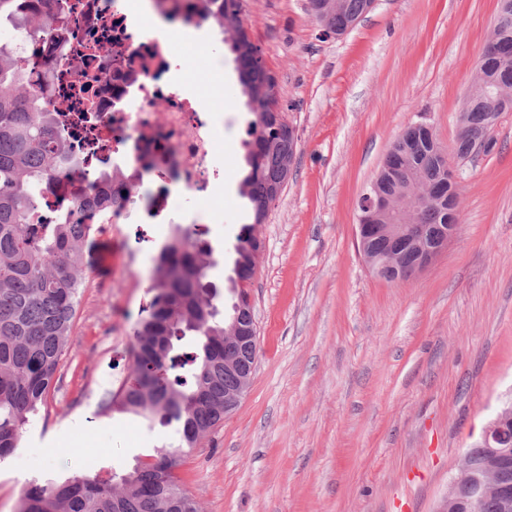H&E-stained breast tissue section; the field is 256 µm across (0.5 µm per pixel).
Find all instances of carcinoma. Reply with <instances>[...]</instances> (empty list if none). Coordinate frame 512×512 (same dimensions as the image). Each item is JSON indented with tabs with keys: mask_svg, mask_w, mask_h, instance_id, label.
<instances>
[{
	"mask_svg": "<svg viewBox=\"0 0 512 512\" xmlns=\"http://www.w3.org/2000/svg\"><path fill=\"white\" fill-rule=\"evenodd\" d=\"M56 17L65 15L59 0H0V23L6 22L30 42L51 39L48 2ZM221 3L214 22L232 32L228 46L234 54L238 79L252 118L244 146L248 173L240 195L248 200L247 222L241 225L236 254L239 279L251 281L255 271L249 255L262 249L255 227L263 223L277 200L274 190L288 183L297 137L281 123L278 99L261 96L274 76L259 48L241 28V0ZM370 0H339L336 11L314 12V20L338 33L368 13ZM496 38L486 43L471 93L465 98L453 155L464 160L474 143L487 138L485 152L496 146L492 131L500 116L512 112V102L497 93L512 88V0H499ZM30 59L10 45H0V464L13 455L30 419L47 405L66 355L86 283V248L95 225L110 224L124 202L141 188L119 170L101 177L103 192L63 205L57 215L43 214L41 186L61 172L84 165L74 144L51 112V84L46 74L33 79ZM403 143H393L384 165L374 176L386 195L407 197L417 184L436 195L448 193L442 154L448 153L425 122L402 131ZM459 208L424 206L419 223L430 233L443 224L458 223ZM382 275L391 254L409 266L413 246L374 236L367 243ZM218 264L215 249L192 238L182 224L170 226L152 276L151 311L134 332L133 374L113 398L118 410L142 417L151 425L171 427L175 440L136 459L126 471L74 473L62 481L34 480L23 490L17 512H199L185 491L176 469L201 438L224 421V396L240 388L241 375L224 371V329L236 322L253 326L248 306L224 311L217 305V286L209 281Z\"/></svg>",
	"mask_w": 512,
	"mask_h": 512,
	"instance_id": "1",
	"label": "carcinoma"
}]
</instances>
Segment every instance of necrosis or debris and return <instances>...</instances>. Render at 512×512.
I'll use <instances>...</instances> for the list:
<instances>
[{
	"mask_svg": "<svg viewBox=\"0 0 512 512\" xmlns=\"http://www.w3.org/2000/svg\"><path fill=\"white\" fill-rule=\"evenodd\" d=\"M146 2L134 18L124 0H67L55 43L18 46L33 49L58 76L50 108L73 141L136 182L161 175L167 196L194 195L218 176L214 123L171 78L177 45L157 29V19L180 0ZM160 100L166 110L158 121ZM90 109L96 119L88 126L82 115Z\"/></svg>",
	"mask_w": 512,
	"mask_h": 512,
	"instance_id": "obj_1",
	"label": "necrosis or debris"
}]
</instances>
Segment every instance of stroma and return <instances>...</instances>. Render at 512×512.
I'll return each instance as SVG.
<instances>
[{
	"instance_id": "obj_1",
	"label": "stroma",
	"mask_w": 512,
	"mask_h": 512,
	"mask_svg": "<svg viewBox=\"0 0 512 512\" xmlns=\"http://www.w3.org/2000/svg\"><path fill=\"white\" fill-rule=\"evenodd\" d=\"M497 0H377L342 36L309 0H243L244 24L298 136L288 184L258 228L250 292L258 359L239 407L177 468L202 512H438L464 451L512 400V112L493 152L455 167L458 227L434 261L378 277L355 240L357 201L396 137L429 123L453 147ZM187 94L224 120L223 192L161 207L159 184L119 223L98 225L114 265L89 272L56 389L0 464V512L29 481L106 472L171 442L170 428L107 406L132 369L152 267L172 224L223 251L227 283L242 223L249 117L220 30L184 27Z\"/></svg>"
}]
</instances>
